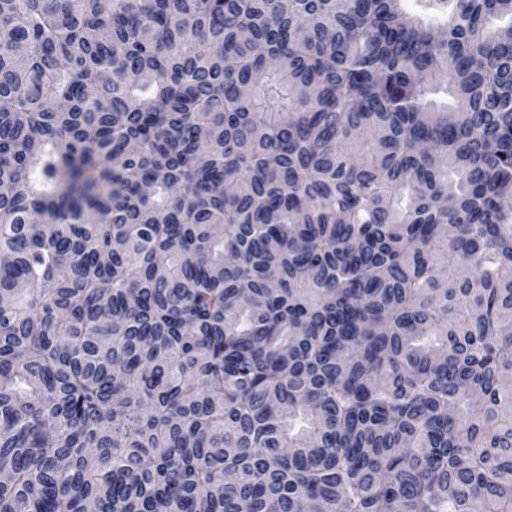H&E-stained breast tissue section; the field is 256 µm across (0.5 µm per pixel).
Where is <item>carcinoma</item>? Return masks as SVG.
<instances>
[{
  "label": "carcinoma",
  "instance_id": "cac0c4a2",
  "mask_svg": "<svg viewBox=\"0 0 512 512\" xmlns=\"http://www.w3.org/2000/svg\"><path fill=\"white\" fill-rule=\"evenodd\" d=\"M401 2L0 0V512H512V0Z\"/></svg>",
  "mask_w": 512,
  "mask_h": 512
}]
</instances>
